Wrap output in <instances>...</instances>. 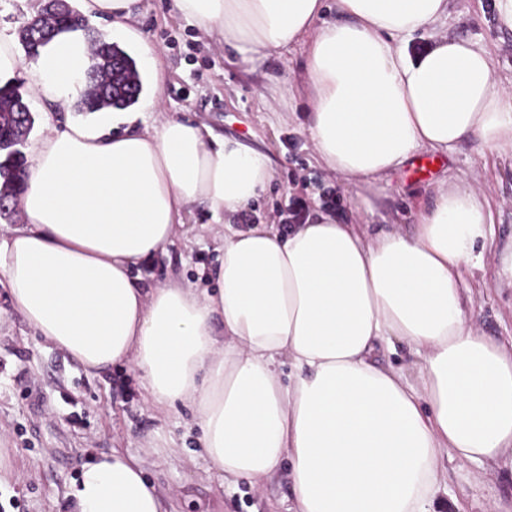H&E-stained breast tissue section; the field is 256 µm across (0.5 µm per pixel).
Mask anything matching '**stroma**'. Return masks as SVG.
I'll list each match as a JSON object with an SVG mask.
<instances>
[{"label":"stroma","instance_id":"obj_1","mask_svg":"<svg viewBox=\"0 0 512 512\" xmlns=\"http://www.w3.org/2000/svg\"><path fill=\"white\" fill-rule=\"evenodd\" d=\"M130 23L156 50L163 74L160 108L146 113L141 129L169 118L190 119L271 158L270 187L240 223H282L290 197H303L313 208L323 190L333 187L339 200L332 213L339 222L398 224L408 232L440 184L479 188L494 241L485 250L484 268L462 271L463 292L473 300L468 324L497 339L512 338V289L499 287L494 264L512 244V152H489L473 139L445 154L419 153L385 182L349 183L318 163L302 133L309 110L303 48L261 59L239 54L178 18L173 0H136ZM443 28L486 48L495 78L512 81V31L497 28L493 0H448ZM30 109L35 124L21 148L26 155L46 124L60 126L80 115L76 104L35 97ZM216 246L205 230L196 240H176L152 258L143 276L154 285L176 280L203 287ZM7 305L0 285V445L12 456L11 472L0 481V512H61L81 464L115 448L144 461L148 478L166 493L174 512H287L292 491L286 474L261 489L245 481L223 484L203 455L199 432L188 424L187 408L150 407L126 366L87 375ZM443 466L439 496L460 512H512V467L455 459Z\"/></svg>","mask_w":512,"mask_h":512}]
</instances>
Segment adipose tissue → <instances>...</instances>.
Masks as SVG:
<instances>
[{
    "mask_svg": "<svg viewBox=\"0 0 512 512\" xmlns=\"http://www.w3.org/2000/svg\"><path fill=\"white\" fill-rule=\"evenodd\" d=\"M135 0H82L137 47L152 87L134 112L46 125L19 199L21 228L0 240L12 309L96 376H139L150 404L188 406L206 459L228 481L287 471L288 512H442V462H512V340L472 330L460 286L492 235L481 193L439 186L411 232L369 233L320 213L279 228L231 223L267 190L268 156L169 119L134 125L157 101L153 48ZM174 0L176 12L242 54L306 47L304 131L319 162L373 184L420 151L478 137L512 150V82L477 42L435 33L448 0ZM432 42L414 53L415 33ZM90 64L83 30L56 36L30 72L37 96L77 98ZM204 205L218 256L212 287L151 288L137 274ZM407 348L419 377L380 366ZM70 512H169L141 459L84 462Z\"/></svg>",
    "mask_w": 512,
    "mask_h": 512,
    "instance_id": "adipose-tissue-1",
    "label": "adipose tissue"
}]
</instances>
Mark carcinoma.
Masks as SVG:
<instances>
[{
  "mask_svg": "<svg viewBox=\"0 0 512 512\" xmlns=\"http://www.w3.org/2000/svg\"><path fill=\"white\" fill-rule=\"evenodd\" d=\"M83 28L78 16H59L54 25L47 31L44 41L32 42L28 39L27 29L19 34L20 42L27 56H38L39 48L48 44L55 36ZM97 48V56L107 60V71L104 93L95 98L88 94L82 95L79 107L84 112H98L107 108L125 109L133 105L141 92L142 83L136 62L116 43L102 34H89ZM24 99L20 86L13 80L0 87V193L13 200L19 196L25 185L22 172L25 167L24 158L18 148V141L26 135L24 127L18 121L19 113L15 107Z\"/></svg>",
  "mask_w": 512,
  "mask_h": 512,
  "instance_id": "carcinoma-1",
  "label": "carcinoma"
}]
</instances>
